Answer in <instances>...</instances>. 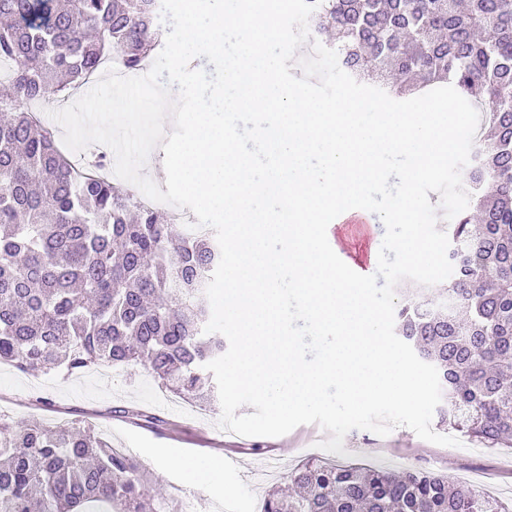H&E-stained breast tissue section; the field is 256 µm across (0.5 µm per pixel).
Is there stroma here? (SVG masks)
Listing matches in <instances>:
<instances>
[{
  "label": "stroma",
  "mask_w": 512,
  "mask_h": 512,
  "mask_svg": "<svg viewBox=\"0 0 512 512\" xmlns=\"http://www.w3.org/2000/svg\"><path fill=\"white\" fill-rule=\"evenodd\" d=\"M385 233L381 219L372 224H330L327 238L338 257L350 256L359 272H376ZM126 408L154 414L155 422L123 416ZM204 416L180 409L174 395L161 390L153 375L140 366L108 371H84L68 377L58 372L23 373L0 365V422L15 424L36 418L43 423L60 420L92 425L117 448L131 454L148 472L163 494L161 507H178L175 488L193 494L197 512H261L270 490L286 486L289 472L312 460H322L319 449L327 434L318 425L306 424L281 437L235 436L232 439L242 463L224 473V491L217 494L188 481L181 471L157 455L158 449L175 448L196 456L223 457L218 446L223 432L219 400L205 405ZM345 455L336 463L384 465L395 470L420 468L446 474L460 487L474 488L505 503H512V452L489 449L462 438L460 446L445 447L424 441L406 427L381 437L366 430H352L344 439Z\"/></svg>",
  "instance_id": "35a3bbf8"
}]
</instances>
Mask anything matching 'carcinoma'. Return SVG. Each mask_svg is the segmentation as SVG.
<instances>
[{
	"mask_svg": "<svg viewBox=\"0 0 512 512\" xmlns=\"http://www.w3.org/2000/svg\"><path fill=\"white\" fill-rule=\"evenodd\" d=\"M161 0H0V363L65 376L137 363L176 396L214 394L203 333L215 235H190L131 189L74 169L30 109L78 89L118 55L158 47ZM340 67L395 97L452 85L480 94L488 133L465 172L468 208L448 224L453 274L402 288L396 331L439 373L446 424L512 448V0H321ZM263 512H509L438 472L304 464ZM149 478L102 436L71 424H0V512H147Z\"/></svg>",
	"mask_w": 512,
	"mask_h": 512,
	"instance_id": "carcinoma-1",
	"label": "carcinoma"
}]
</instances>
